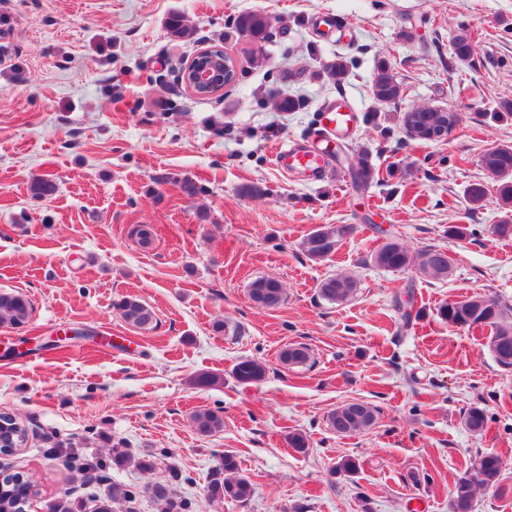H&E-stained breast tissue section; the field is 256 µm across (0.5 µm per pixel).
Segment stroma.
<instances>
[{
	"label": "stroma",
	"mask_w": 512,
	"mask_h": 512,
	"mask_svg": "<svg viewBox=\"0 0 512 512\" xmlns=\"http://www.w3.org/2000/svg\"><path fill=\"white\" fill-rule=\"evenodd\" d=\"M252 10L270 19L264 41L235 27ZM173 14L189 29L180 41L167 31ZM464 30L468 63L452 55ZM212 45L239 64L219 100L177 81ZM340 57L349 73L338 85L320 71ZM380 59L402 86L384 105L372 95ZM341 94L357 127L340 147L366 151L373 179L355 184L339 161L321 180L283 174L277 148L305 141ZM275 95L305 106L275 111ZM510 99L512 0H0V291L33 307L24 327H0V412L28 433L1 463L36 486L28 512H93L116 482L140 494L115 512H158L151 483L197 512H448L479 453L508 466L475 512H512V371L496 365L487 329L439 315L477 294L512 306V234L495 231L512 206L481 163L512 146V116L499 112ZM417 107L455 113L447 139L407 137L402 116ZM39 177L56 183L52 198L30 197ZM181 177L201 194L183 195ZM475 184L487 192L477 205ZM134 224L152 226L149 246L130 237ZM336 224L353 234L310 260L302 240ZM392 239L447 252V278L375 267ZM336 274L357 291L332 304L319 284ZM259 277L282 282L277 307L251 301ZM127 295L154 311V329L120 317L113 304ZM219 320L229 331H214ZM290 344L310 362L283 365ZM245 358L265 364L264 380L233 377ZM351 401L375 406L377 421L341 436L328 417ZM474 405L487 415L480 434L464 423ZM201 408L223 411V431H194ZM293 432L306 453L289 447ZM116 449L132 464L113 466ZM68 451L82 469L66 465ZM227 451L254 484L246 502L206 498ZM347 456L358 471L335 473ZM142 458L151 471L136 467Z\"/></svg>",
	"instance_id": "stroma-1"
}]
</instances>
